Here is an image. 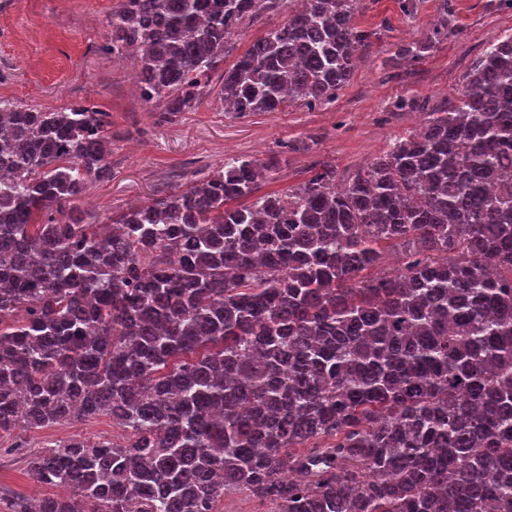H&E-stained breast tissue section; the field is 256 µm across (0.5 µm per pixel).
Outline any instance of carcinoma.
<instances>
[{
  "label": "carcinoma",
  "instance_id": "1",
  "mask_svg": "<svg viewBox=\"0 0 512 512\" xmlns=\"http://www.w3.org/2000/svg\"><path fill=\"white\" fill-rule=\"evenodd\" d=\"M271 0H120L142 99L195 106ZM298 8L224 70L233 111L336 99L372 38L360 0ZM430 43L401 46L415 64ZM455 106L336 186L281 194L230 158L90 224L52 217L110 177V114L0 101V435L103 413L27 470L69 489L0 512H512V34ZM401 268L377 272L384 247ZM219 512H272L274 508L247 492H233L218 503Z\"/></svg>",
  "mask_w": 512,
  "mask_h": 512
}]
</instances>
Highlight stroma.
I'll return each instance as SVG.
<instances>
[{
	"label": "stroma",
	"instance_id": "35a3bbf8",
	"mask_svg": "<svg viewBox=\"0 0 512 512\" xmlns=\"http://www.w3.org/2000/svg\"><path fill=\"white\" fill-rule=\"evenodd\" d=\"M119 0H0V100L22 107L61 110L96 106L111 115L112 176L89 181L67 206L96 224L135 203L161 197L213 174L227 157L287 160L268 172L266 192H287L318 162L336 165L347 182L387 150L397 135L415 129L423 113L453 99L473 64L496 40L512 33V10L496 0H448V37L416 65L394 64L398 47L430 40L438 0H418L408 18L398 0H361L355 21L373 32V45L358 51L350 83L330 103L277 112L225 111L220 72L188 112L163 119L136 89V66L110 48V19ZM294 0L243 24L233 38L242 54L270 28L283 23ZM417 99L420 107L400 108ZM121 440L111 415L19 428L0 438V496L36 499L46 492L27 472L30 451L72 437Z\"/></svg>",
	"mask_w": 512,
	"mask_h": 512
}]
</instances>
